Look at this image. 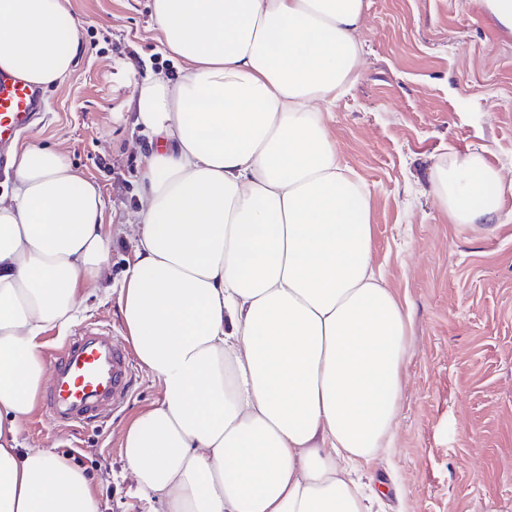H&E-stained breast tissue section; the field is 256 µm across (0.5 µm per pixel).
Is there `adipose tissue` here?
<instances>
[{"mask_svg":"<svg viewBox=\"0 0 512 512\" xmlns=\"http://www.w3.org/2000/svg\"><path fill=\"white\" fill-rule=\"evenodd\" d=\"M180 81L129 99L140 156L120 313L162 402L124 436L166 512H373L359 474L396 445L411 320L372 265V196L315 101L362 57L366 0H152ZM79 51L64 0H0V70L61 82ZM481 147L432 188L450 223L489 225L512 194ZM0 194V512H99L65 455L21 447L46 380L40 336L106 275L100 189L66 155L13 148Z\"/></svg>","mask_w":512,"mask_h":512,"instance_id":"obj_1","label":"adipose tissue"}]
</instances>
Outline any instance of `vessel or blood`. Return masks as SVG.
<instances>
[{
  "label": "vessel or blood",
  "instance_id": "vessel-or-blood-1",
  "mask_svg": "<svg viewBox=\"0 0 512 512\" xmlns=\"http://www.w3.org/2000/svg\"><path fill=\"white\" fill-rule=\"evenodd\" d=\"M37 98L36 87L0 72V149L31 126ZM50 372L45 412L59 424L91 423L121 406L130 394L132 372L123 341L95 327L55 351Z\"/></svg>",
  "mask_w": 512,
  "mask_h": 512
}]
</instances>
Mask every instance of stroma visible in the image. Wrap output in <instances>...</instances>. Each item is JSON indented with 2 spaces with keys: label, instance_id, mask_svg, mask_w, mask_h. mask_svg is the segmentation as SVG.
Returning a JSON list of instances; mask_svg holds the SVG:
<instances>
[{
  "label": "stroma",
  "instance_id": "obj_1",
  "mask_svg": "<svg viewBox=\"0 0 512 512\" xmlns=\"http://www.w3.org/2000/svg\"><path fill=\"white\" fill-rule=\"evenodd\" d=\"M67 6L76 65L44 87L38 124L16 142L64 152L99 186L104 224H127L147 141L127 100L147 73L176 80L182 66L159 49L150 0ZM362 40L355 81L319 108L338 153L372 192L373 263L412 320L397 446L364 480L391 487L376 512H512V221L458 227L432 192L436 167L472 146L512 180V32L484 0H368ZM135 245L130 231L114 240L108 278L85 289L69 326L42 334V354L86 327L123 336L118 288ZM163 397L161 380L137 363L129 399L102 425L56 426L38 403L19 441L83 467L99 512H150L125 468L123 439Z\"/></svg>",
  "mask_w": 512,
  "mask_h": 512
}]
</instances>
